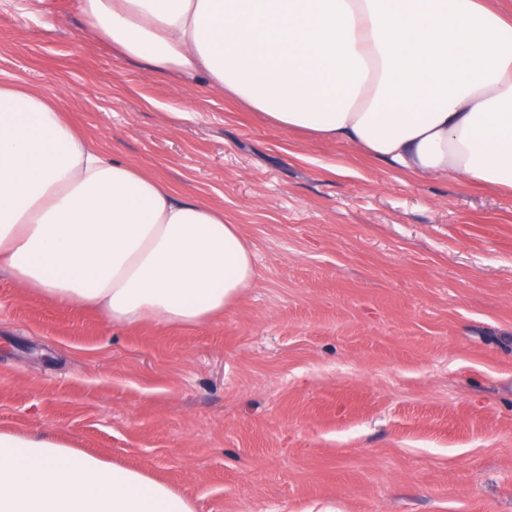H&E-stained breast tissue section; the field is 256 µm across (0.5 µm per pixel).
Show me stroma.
Segmentation results:
<instances>
[{"label":"stroma","mask_w":512,"mask_h":512,"mask_svg":"<svg viewBox=\"0 0 512 512\" xmlns=\"http://www.w3.org/2000/svg\"><path fill=\"white\" fill-rule=\"evenodd\" d=\"M0 81L223 208L257 281L112 326L0 273V426L56 430L196 512H512V195L410 179L148 72L78 0H0Z\"/></svg>","instance_id":"stroma-1"}]
</instances>
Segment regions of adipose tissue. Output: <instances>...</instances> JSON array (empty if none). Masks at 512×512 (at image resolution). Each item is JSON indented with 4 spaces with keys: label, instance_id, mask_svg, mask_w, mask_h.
Instances as JSON below:
<instances>
[{
    "label": "adipose tissue",
    "instance_id": "1",
    "mask_svg": "<svg viewBox=\"0 0 512 512\" xmlns=\"http://www.w3.org/2000/svg\"><path fill=\"white\" fill-rule=\"evenodd\" d=\"M151 72L205 74L286 132L409 178L512 191V14L501 0H80ZM112 324L192 327L257 278L223 209L110 157L54 98L0 82V271ZM0 512H195L53 432L0 428Z\"/></svg>",
    "mask_w": 512,
    "mask_h": 512
}]
</instances>
